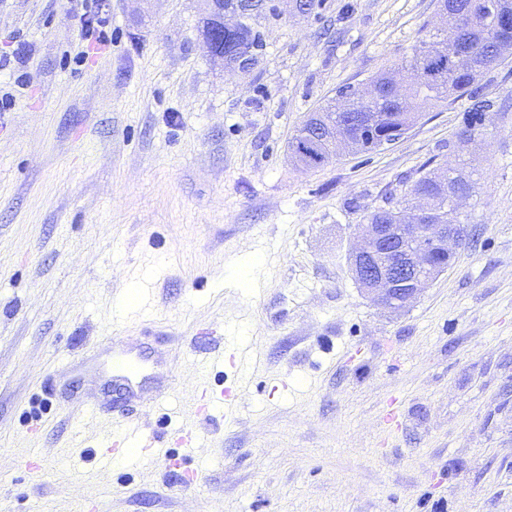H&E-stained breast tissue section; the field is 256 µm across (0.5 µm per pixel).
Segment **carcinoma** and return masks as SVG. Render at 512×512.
I'll return each mask as SVG.
<instances>
[{
  "mask_svg": "<svg viewBox=\"0 0 512 512\" xmlns=\"http://www.w3.org/2000/svg\"><path fill=\"white\" fill-rule=\"evenodd\" d=\"M437 7L446 27L456 31L453 45L430 33L429 41L437 43L433 51L423 53L422 45L415 46L397 67L403 77L401 83H393L388 73L375 77L376 96L370 100L352 93L348 86L339 89L337 98L309 113L296 130L289 149L298 163L313 168L327 162L324 138L333 133L338 138L350 137L358 153L378 149L389 130L415 122L429 105L470 93L484 69L512 54V35L499 32L495 25L498 14L512 12V0H437ZM255 46L254 27L249 21L225 30L215 42L226 66L244 61L251 67L256 59ZM468 165L463 158L455 168L426 170L406 186L398 206L377 207L363 220L367 224H401L421 193L436 198L438 215L447 214L452 198L465 199L476 193L477 181L467 171Z\"/></svg>",
  "mask_w": 512,
  "mask_h": 512,
  "instance_id": "carcinoma-1",
  "label": "carcinoma"
}]
</instances>
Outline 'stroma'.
I'll list each match as a JSON object with an SVG mask.
<instances>
[{
	"label": "stroma",
	"mask_w": 512,
	"mask_h": 512,
	"mask_svg": "<svg viewBox=\"0 0 512 512\" xmlns=\"http://www.w3.org/2000/svg\"><path fill=\"white\" fill-rule=\"evenodd\" d=\"M97 2L101 42L68 0H0V512H512V59L304 169L303 119L401 63L436 0L285 2L244 72L200 0ZM482 103L471 240L407 307L372 302L364 214L454 162ZM199 336L250 346L248 383L201 370ZM116 344L164 391L130 404L155 455L102 454Z\"/></svg>",
	"instance_id": "stroma-1"
}]
</instances>
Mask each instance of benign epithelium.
I'll return each mask as SVG.
<instances>
[{
	"mask_svg": "<svg viewBox=\"0 0 512 512\" xmlns=\"http://www.w3.org/2000/svg\"><path fill=\"white\" fill-rule=\"evenodd\" d=\"M246 0L224 10L223 0H206L207 13L221 26L243 19ZM361 242L348 253L351 275L374 302L399 310L413 302L448 269L455 249L471 233L468 224H362Z\"/></svg>",
	"mask_w": 512,
	"mask_h": 512,
	"instance_id": "obj_1",
	"label": "benign epithelium"
}]
</instances>
